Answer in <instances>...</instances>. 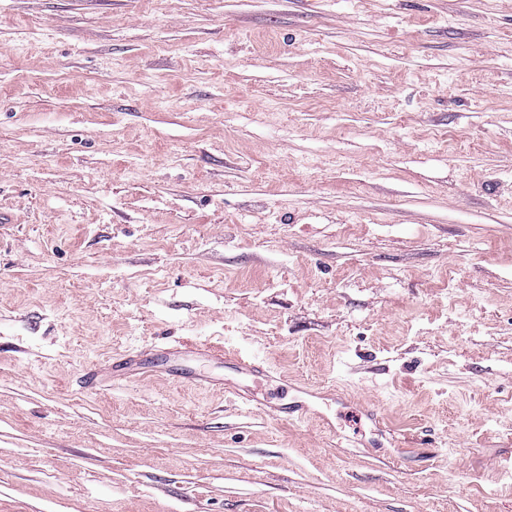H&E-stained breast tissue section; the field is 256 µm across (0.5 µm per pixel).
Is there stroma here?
<instances>
[{
    "label": "stroma",
    "mask_w": 512,
    "mask_h": 512,
    "mask_svg": "<svg viewBox=\"0 0 512 512\" xmlns=\"http://www.w3.org/2000/svg\"><path fill=\"white\" fill-rule=\"evenodd\" d=\"M0 213V512H512V0H0ZM161 358L180 362L167 373L173 377V380L186 379L189 381L200 383L211 388L219 389L224 393L232 394L242 405L249 408L268 410L279 418L289 420L316 416L323 420L336 434V425L330 417L325 415L320 409V400H325V396L319 392L299 391L302 395L296 398L292 403L285 405L272 406L268 402L258 397L263 382H269L271 379L269 371L265 368L263 361L257 357H245L236 353L227 355L222 349L210 347H200L196 349H161ZM191 360H203L213 362L220 365H228L233 373L243 380H250L254 388L243 383L231 382L223 378L210 380L192 374V369L187 363ZM112 371V381L128 379L132 377H142L149 372L145 364H142L132 353L115 355L108 364Z\"/></svg>",
    "instance_id": "35a3bbf8"
}]
</instances>
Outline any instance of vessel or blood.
<instances>
[{"instance_id": "1", "label": "vessel or blood", "mask_w": 512, "mask_h": 512, "mask_svg": "<svg viewBox=\"0 0 512 512\" xmlns=\"http://www.w3.org/2000/svg\"><path fill=\"white\" fill-rule=\"evenodd\" d=\"M161 356L173 361L174 366L169 374L174 379H192L191 361L203 360L229 367L236 376L234 382H227L220 378L213 381V388L232 394L242 405L249 408L269 409L277 417L289 420L321 416L320 402L323 398L319 392H303L292 403L269 406L268 402L261 400L259 389L264 382L270 381L271 376L263 361L255 357H245L240 354H227L223 350L200 347L196 349H165ZM113 379H128L141 377L147 374L148 369L133 354L124 353L113 356L109 363Z\"/></svg>"}]
</instances>
